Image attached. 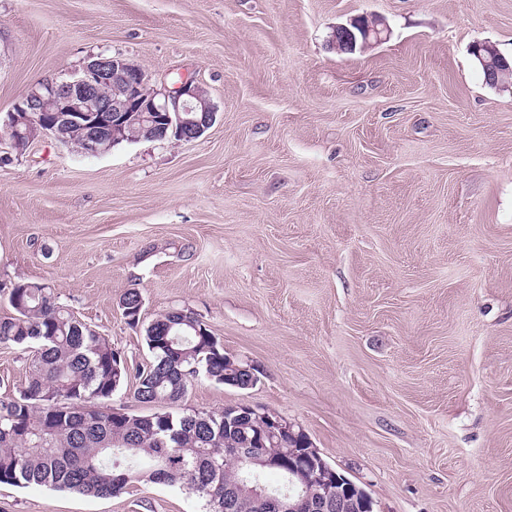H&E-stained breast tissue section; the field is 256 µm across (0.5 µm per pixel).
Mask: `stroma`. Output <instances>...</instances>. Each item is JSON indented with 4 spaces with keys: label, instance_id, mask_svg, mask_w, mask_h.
Listing matches in <instances>:
<instances>
[{
    "label": "stroma",
    "instance_id": "1",
    "mask_svg": "<svg viewBox=\"0 0 512 512\" xmlns=\"http://www.w3.org/2000/svg\"><path fill=\"white\" fill-rule=\"evenodd\" d=\"M358 15L387 39L331 48ZM479 42L512 58V0H0V116L99 54L193 75L218 110L97 157L0 131V316L7 285L48 284L133 370L143 325L191 312L260 374L198 376L181 410L282 414L374 512H512V81L485 84ZM30 358L0 343V395ZM0 512L204 509L0 485ZM140 292L136 289L128 290L120 301L122 315L130 327H137L140 324Z\"/></svg>",
    "mask_w": 512,
    "mask_h": 512
}]
</instances>
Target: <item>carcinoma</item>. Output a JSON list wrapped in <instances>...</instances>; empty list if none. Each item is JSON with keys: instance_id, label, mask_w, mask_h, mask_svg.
<instances>
[{"instance_id": "1", "label": "carcinoma", "mask_w": 512, "mask_h": 512, "mask_svg": "<svg viewBox=\"0 0 512 512\" xmlns=\"http://www.w3.org/2000/svg\"><path fill=\"white\" fill-rule=\"evenodd\" d=\"M14 315L0 317V343L34 350L24 386L0 397V484L50 485L97 497L119 496L137 485L179 486L205 499L210 512H274L271 501L306 499L315 512L316 484L292 486L288 469L260 463L302 442L253 445L257 420L224 424V412L158 409L119 412L107 402L128 378L123 351L55 300L45 283L8 288ZM122 315L140 324V292L128 290ZM152 361L136 374L132 398L144 404L182 401L191 379L203 373L224 383V346L191 313L164 312L144 328ZM256 461L241 464V450ZM280 476L276 485L265 477Z\"/></svg>"}]
</instances>
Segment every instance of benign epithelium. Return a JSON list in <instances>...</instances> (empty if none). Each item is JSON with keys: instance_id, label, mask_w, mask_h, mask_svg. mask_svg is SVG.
<instances>
[{"instance_id": "obj_1", "label": "benign epithelium", "mask_w": 512, "mask_h": 512, "mask_svg": "<svg viewBox=\"0 0 512 512\" xmlns=\"http://www.w3.org/2000/svg\"><path fill=\"white\" fill-rule=\"evenodd\" d=\"M388 28L378 18L356 17L336 27L333 43L341 52H353L387 39ZM149 77L137 63L120 55L96 56L83 65L70 79L62 82L43 81L15 103L7 113L3 129L15 149L24 151L33 140V114L64 112L66 120L83 127L85 136L79 152L99 156L110 151L120 140L134 142L152 130L173 127L185 141L201 137L212 125L217 108L204 94L201 85L189 76H181L171 85L144 92ZM111 93L105 95L103 90ZM110 112L112 119L102 120L98 113ZM229 370L224 383L240 387L242 381L253 385L257 367L229 356ZM235 418L255 417L262 421L260 442L277 445L284 438L297 437L304 429L269 410L240 405L233 408ZM316 450L293 453L294 463L288 469L291 484H308L313 476ZM318 493L319 512H372V500L352 481L336 476L324 479Z\"/></svg>"}]
</instances>
